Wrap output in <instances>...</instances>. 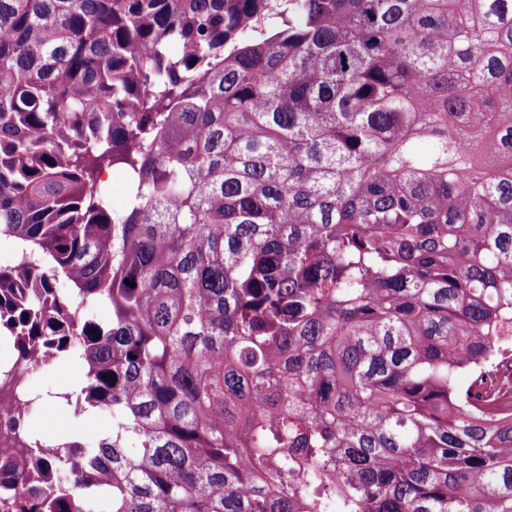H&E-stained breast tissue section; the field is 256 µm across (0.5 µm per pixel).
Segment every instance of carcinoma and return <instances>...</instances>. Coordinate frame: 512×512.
<instances>
[{"label": "carcinoma", "instance_id": "cac0c4a2", "mask_svg": "<svg viewBox=\"0 0 512 512\" xmlns=\"http://www.w3.org/2000/svg\"><path fill=\"white\" fill-rule=\"evenodd\" d=\"M2 237L0 512H512V0H0ZM85 369L82 351L74 348L60 362L44 366L31 375L32 385L43 391H52L56 387L77 382ZM27 425L47 439L60 437L66 440H81L86 435L103 434L110 430L109 424L95 413H87L84 417L75 418L51 403L31 416L27 420Z\"/></svg>", "mask_w": 512, "mask_h": 512}]
</instances>
